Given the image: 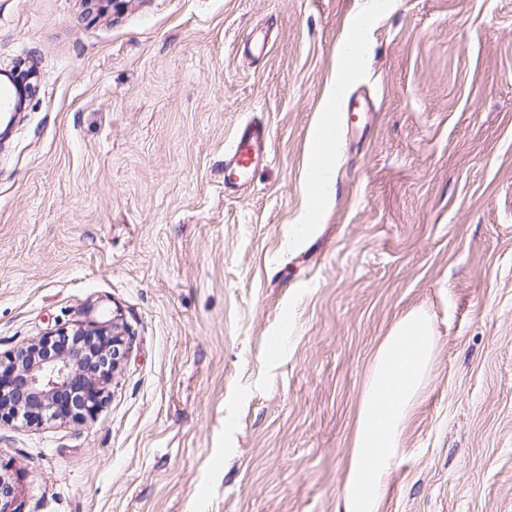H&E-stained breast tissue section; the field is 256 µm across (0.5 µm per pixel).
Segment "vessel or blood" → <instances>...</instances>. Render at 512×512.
<instances>
[{"label": "vessel or blood", "mask_w": 512, "mask_h": 512, "mask_svg": "<svg viewBox=\"0 0 512 512\" xmlns=\"http://www.w3.org/2000/svg\"><path fill=\"white\" fill-rule=\"evenodd\" d=\"M24 90L15 79L0 81V112H15L22 105ZM270 154V133L266 123L244 122L224 150V188L237 192L250 185L255 168Z\"/></svg>", "instance_id": "vessel-or-blood-1"}]
</instances>
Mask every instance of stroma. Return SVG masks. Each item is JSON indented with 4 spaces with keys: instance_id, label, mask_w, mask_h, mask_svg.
Returning a JSON list of instances; mask_svg holds the SVG:
<instances>
[{
    "instance_id": "1",
    "label": "stroma",
    "mask_w": 512,
    "mask_h": 512,
    "mask_svg": "<svg viewBox=\"0 0 512 512\" xmlns=\"http://www.w3.org/2000/svg\"><path fill=\"white\" fill-rule=\"evenodd\" d=\"M359 26L373 108L324 189ZM17 67L0 358L78 323L126 342L92 417L0 428L19 512H336L372 354L418 308L437 356L381 512H512V0H0ZM253 117L270 157L225 194ZM317 137L321 142L323 149L314 159L312 167V176L320 185L329 184L332 181V166L328 158L327 147L332 142L326 136L325 125L320 124L317 128Z\"/></svg>"
}]
</instances>
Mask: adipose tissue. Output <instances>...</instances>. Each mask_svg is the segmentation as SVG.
Returning a JSON list of instances; mask_svg holds the SVG:
<instances>
[{
    "label": "adipose tissue",
    "instance_id": "ef3b65f1",
    "mask_svg": "<svg viewBox=\"0 0 512 512\" xmlns=\"http://www.w3.org/2000/svg\"><path fill=\"white\" fill-rule=\"evenodd\" d=\"M437 348L426 311L405 313L377 346L359 401L336 512H380L404 455L403 427L428 384Z\"/></svg>",
    "mask_w": 512,
    "mask_h": 512
}]
</instances>
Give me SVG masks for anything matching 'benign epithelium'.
<instances>
[{
  "label": "benign epithelium",
  "mask_w": 512,
  "mask_h": 512,
  "mask_svg": "<svg viewBox=\"0 0 512 512\" xmlns=\"http://www.w3.org/2000/svg\"><path fill=\"white\" fill-rule=\"evenodd\" d=\"M122 337L112 326L79 324L43 336L0 360V423L20 414L42 420L82 421L100 403L102 384L123 357ZM13 488L0 476V512L13 508Z\"/></svg>",
  "instance_id": "benign-epithelium-1"
}]
</instances>
